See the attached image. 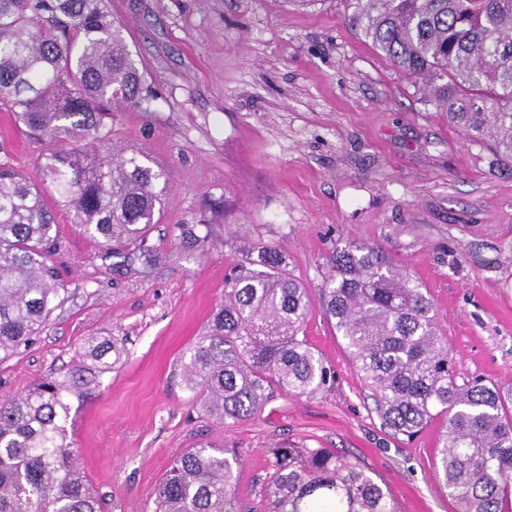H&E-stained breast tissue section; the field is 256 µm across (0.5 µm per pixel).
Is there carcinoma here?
Listing matches in <instances>:
<instances>
[{
    "label": "carcinoma",
    "mask_w": 512,
    "mask_h": 512,
    "mask_svg": "<svg viewBox=\"0 0 512 512\" xmlns=\"http://www.w3.org/2000/svg\"><path fill=\"white\" fill-rule=\"evenodd\" d=\"M353 20L424 97L512 170V0H353ZM155 100L105 0H0V103L51 143L31 175L0 162V361L28 346L64 302L51 261L57 211L106 249L144 241L172 192L147 152L110 150L106 115ZM179 245L204 249L189 224ZM259 268L224 284V301L181 360L193 400L220 423L261 415L277 393L312 395L330 379L302 337L306 289L269 246ZM320 305L345 342L383 427L412 438L443 427L436 479L457 512H512V394L458 381L426 288L380 247L348 242L328 258ZM84 366L0 404V512H106L67 442L70 400L120 363L91 337ZM271 512H397L386 486L328 448L269 449ZM232 448L202 445L166 472L151 512H246Z\"/></svg>",
    "instance_id": "cac0c4a2"
}]
</instances>
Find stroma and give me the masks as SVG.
Returning a JSON list of instances; mask_svg holds the SVG:
<instances>
[{
    "label": "stroma",
    "instance_id": "1",
    "mask_svg": "<svg viewBox=\"0 0 512 512\" xmlns=\"http://www.w3.org/2000/svg\"><path fill=\"white\" fill-rule=\"evenodd\" d=\"M157 95L115 112L116 145L148 152L172 197L147 248L166 263L102 260L65 213L53 257L70 294L39 336L0 361V401L65 376L89 337L122 362L72 400L68 440L108 512H150L173 461L209 442L236 449L235 494L268 512L269 448H328L360 461L399 512H455L435 477L440 422L413 439L383 428L320 308L325 259L345 242L379 246L419 278L459 377L512 393V171L426 101L352 20L349 0H106ZM46 143L0 108V162L34 171ZM209 237L177 255L179 227ZM278 248L314 308L305 337L330 369L310 396L280 395L225 425L191 403L180 363L249 247Z\"/></svg>",
    "mask_w": 512,
    "mask_h": 512
}]
</instances>
